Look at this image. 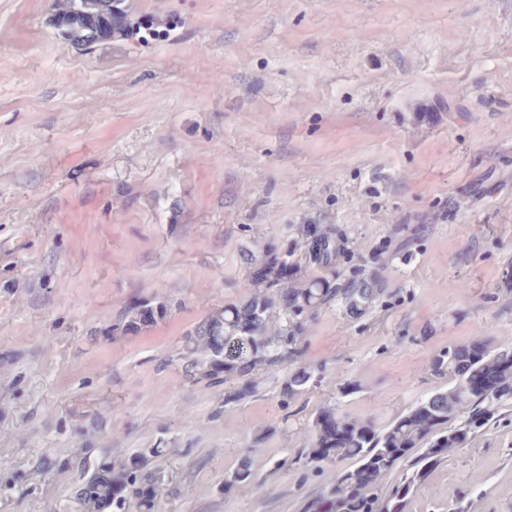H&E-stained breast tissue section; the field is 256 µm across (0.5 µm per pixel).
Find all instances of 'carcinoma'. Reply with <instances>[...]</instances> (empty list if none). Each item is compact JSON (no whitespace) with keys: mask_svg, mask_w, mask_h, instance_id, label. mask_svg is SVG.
I'll use <instances>...</instances> for the list:
<instances>
[{"mask_svg":"<svg viewBox=\"0 0 512 512\" xmlns=\"http://www.w3.org/2000/svg\"><path fill=\"white\" fill-rule=\"evenodd\" d=\"M55 23L77 46L102 43L117 33L136 36L125 0H64ZM297 241L282 251L268 246L245 256L246 278L237 300L213 309L184 336L178 352L186 375L204 387L231 384L224 403L258 391V376L289 368L280 385L283 405L321 383L319 369L303 361L305 332L326 308L340 307L361 319L388 308L397 289L386 287L377 271L353 264L348 234L334 225L299 224ZM169 305L151 298L130 303L112 335H128L168 313ZM431 374L447 380L385 425L330 405L304 423L309 446L297 449L306 469L337 467L335 483L308 498L303 512H408L413 496L448 454L512 412V345L490 336L450 345L430 361ZM253 447L243 450L224 479V494L257 483ZM160 444L127 459L108 453L76 468L73 499L79 512H157L161 477L149 468Z\"/></svg>","mask_w":512,"mask_h":512,"instance_id":"1","label":"carcinoma"}]
</instances>
